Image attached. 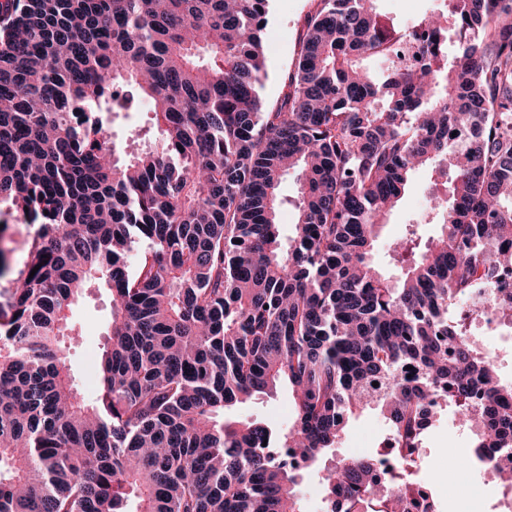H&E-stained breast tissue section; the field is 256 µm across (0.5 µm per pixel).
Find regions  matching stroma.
Returning a JSON list of instances; mask_svg holds the SVG:
<instances>
[{
  "label": "stroma",
  "instance_id": "obj_1",
  "mask_svg": "<svg viewBox=\"0 0 512 512\" xmlns=\"http://www.w3.org/2000/svg\"><path fill=\"white\" fill-rule=\"evenodd\" d=\"M311 0H271V18L264 37V54L269 79L262 91L267 104L278 100L283 83L296 68L295 46L305 15L311 10ZM436 187L430 172L412 174L403 197L391 210L387 222L374 245V254L383 270L393 268L389 246L409 231L429 237L437 235L440 227L427 217L426 200ZM110 315L105 293L89 289L75 302L71 313L81 336L70 351L69 367L81 397L91 398L96 386L93 364L105 340ZM238 414L252 416L285 430L294 421V399L287 386H280L274 396L264 397L240 406ZM387 436V426L378 409L367 408L349 418L338 447L329 449L326 459L341 458L353 448L374 451ZM472 433L459 427L453 416L445 414L426 432L418 455L422 477L439 491L455 486L460 496V512H486L490 503L500 497L498 480L490 476L471 482L463 469L448 463L449 451L469 453Z\"/></svg>",
  "mask_w": 512,
  "mask_h": 512
}]
</instances>
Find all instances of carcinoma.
<instances>
[{
	"mask_svg": "<svg viewBox=\"0 0 512 512\" xmlns=\"http://www.w3.org/2000/svg\"><path fill=\"white\" fill-rule=\"evenodd\" d=\"M375 2L314 0L269 106V0H0V230L35 227L0 304V512H305L301 471L370 403L391 484L375 454L332 460L325 512H399L435 409L475 458L512 448V382L463 325L512 296V0H448L411 71ZM144 103L129 139L154 146L129 157L112 116ZM418 169L448 179L441 232L391 245L387 275L374 244ZM93 284L111 324L86 400L63 337ZM282 384L290 429L232 417ZM298 185L294 175H289L280 186L281 197L284 204L279 213V224H281V234L284 240L292 235V224L295 222L294 207L292 205L297 196Z\"/></svg>",
	"mask_w": 512,
	"mask_h": 512,
	"instance_id": "cac0c4a2",
	"label": "carcinoma"
}]
</instances>
